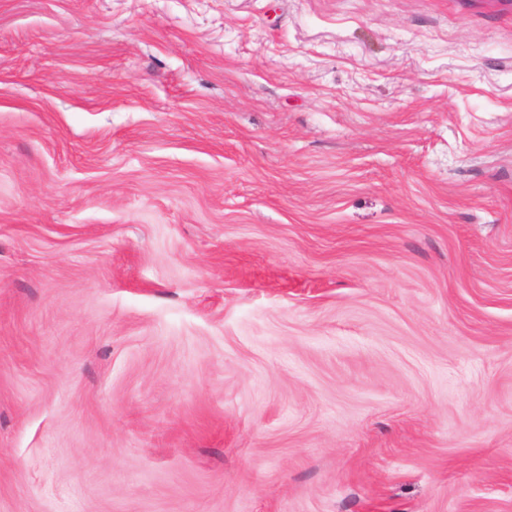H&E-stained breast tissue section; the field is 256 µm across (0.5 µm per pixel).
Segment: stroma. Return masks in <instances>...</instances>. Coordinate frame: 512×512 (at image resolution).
<instances>
[{"instance_id":"35a3bbf8","label":"stroma","mask_w":512,"mask_h":512,"mask_svg":"<svg viewBox=\"0 0 512 512\" xmlns=\"http://www.w3.org/2000/svg\"><path fill=\"white\" fill-rule=\"evenodd\" d=\"M0 512H512V0H0Z\"/></svg>"}]
</instances>
